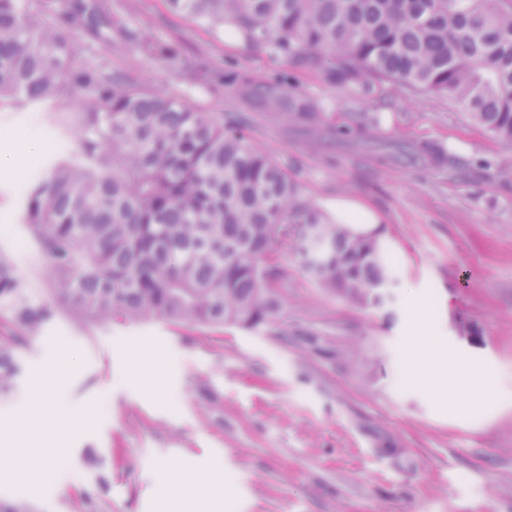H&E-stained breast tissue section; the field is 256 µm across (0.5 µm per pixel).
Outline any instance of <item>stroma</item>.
<instances>
[{"label":"stroma","instance_id":"35a3bbf8","mask_svg":"<svg viewBox=\"0 0 512 512\" xmlns=\"http://www.w3.org/2000/svg\"><path fill=\"white\" fill-rule=\"evenodd\" d=\"M116 19L174 46L162 60L116 44L86 59L138 85L242 122L252 144L303 197L345 222L364 214L397 256L394 300L361 308L318 288L280 258L282 309L259 330L164 321L103 325L60 309L18 346L14 392L0 426L27 414L57 364L52 400L76 419L50 481L0 483V497L39 512H82L98 489L105 512H175L183 498L221 512H512V152L442 97L248 46L174 13L167 0H115ZM220 68L223 81L210 72ZM282 77L323 112L320 125L277 119L250 85ZM72 112L0 106V253L34 297L50 300L48 264L26 238L24 197L51 162L68 158ZM397 143H434L450 161L408 165ZM481 342L457 339L453 318ZM420 341L443 369L477 381L464 398L429 386ZM155 373L140 375L143 354ZM394 438L403 453L379 448Z\"/></svg>","mask_w":512,"mask_h":512}]
</instances>
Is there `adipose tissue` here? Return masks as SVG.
Here are the masks:
<instances>
[{
	"label": "adipose tissue",
	"instance_id": "obj_1",
	"mask_svg": "<svg viewBox=\"0 0 512 512\" xmlns=\"http://www.w3.org/2000/svg\"><path fill=\"white\" fill-rule=\"evenodd\" d=\"M48 391L47 385H39L33 413L0 429V455L11 459L15 476L23 477L33 472L40 480L50 479L56 458L64 453L61 439L76 428L73 417L49 399ZM44 426L51 429L56 445L28 443V436Z\"/></svg>",
	"mask_w": 512,
	"mask_h": 512
}]
</instances>
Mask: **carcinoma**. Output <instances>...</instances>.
Masks as SVG:
<instances>
[{
    "label": "carcinoma",
    "instance_id": "cac0c4a2",
    "mask_svg": "<svg viewBox=\"0 0 512 512\" xmlns=\"http://www.w3.org/2000/svg\"><path fill=\"white\" fill-rule=\"evenodd\" d=\"M168 3L276 55L315 66L336 59L345 80L368 77L446 97L512 150V0ZM57 7V23L46 26L27 0H0V101L43 112L65 100L77 107L76 153L51 163L24 200L53 294L74 316L271 327L281 310L283 250L318 287L357 307H386L394 268L379 238L325 216L224 116L136 87L102 63H80L86 39L108 47L133 41L174 58L148 35L111 23L112 0H58ZM260 89L288 107L285 119L322 120L279 83ZM405 154L447 156L438 145ZM307 225L327 239L314 261L299 233ZM3 313L17 331L0 339V396L7 397L20 375L16 345L55 308L33 298L0 254Z\"/></svg>",
    "mask_w": 512,
    "mask_h": 512
}]
</instances>
